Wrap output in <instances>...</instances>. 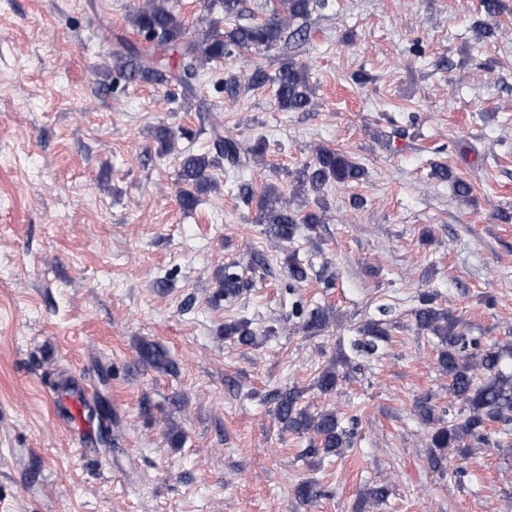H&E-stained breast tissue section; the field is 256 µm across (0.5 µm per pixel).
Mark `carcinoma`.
I'll return each mask as SVG.
<instances>
[{"label":"carcinoma","mask_w":512,"mask_h":512,"mask_svg":"<svg viewBox=\"0 0 512 512\" xmlns=\"http://www.w3.org/2000/svg\"><path fill=\"white\" fill-rule=\"evenodd\" d=\"M322 0H271L265 5V18H250L239 22L243 0H223L224 20L222 27L215 21L203 38L188 36L187 27L177 14L168 7V0H144L131 17L143 42L139 45L124 38H116L118 48L113 55V69L120 77L129 81H142L157 85L177 82L185 92L194 91V80L198 72L212 61H220L235 53L252 50H271L283 42L301 40L307 36L303 28L290 29L293 22L305 19L313 9V2ZM178 59L170 65L169 52ZM267 84L275 86V96L283 111L306 110L313 94L305 66L291 58L284 60L275 75L262 68L254 69L241 80L235 74L224 77L222 89L225 96L235 101L243 88H260ZM215 154H197L185 150L180 155L178 180L179 201L183 209L193 210L201 195L210 191L215 183L210 170L225 162L233 169H244L250 163L263 158L267 142L258 137L246 146L231 135H223L220 127L214 129ZM435 177L453 179L455 194L463 199L470 197L473 187L468 181L452 177L448 168L435 166ZM365 168L339 150L320 146L314 157L297 171L295 193L306 190L319 193L330 184L339 187L362 182ZM238 197L246 205H255L256 223L259 233L272 249L292 244L302 230L316 231L324 223V209L301 212L293 207L289 199L275 185L261 187L255 191L250 183L238 185ZM284 264L288 269V288H295L307 281L311 264L300 259L296 250H286ZM216 298L233 303L254 287L253 278L247 276L235 263L224 265L218 278ZM379 318L367 322L360 330L361 336L352 343V350L365 357H375L390 341L387 325L393 315V307L380 305ZM417 333L428 334L437 340V364L448 375V393L464 405L457 418L443 419L438 406L428 395L414 402L418 418L430 426L428 463L433 470H445L448 460L457 456L469 458L473 448H501L512 434V371L508 361L512 360V342H500L483 336H470L463 319L436 303L430 293H421L418 304L412 310ZM290 318L298 319V327L307 334L318 333L329 327L333 320L330 307H310L300 301L291 306ZM224 336L239 345L253 346L257 343V329L245 317L224 323ZM142 361L152 368L171 371L174 365L167 353L157 345H146L142 349ZM345 378L334 361L319 376L316 388L320 394L336 393ZM304 391L292 385L278 389L270 395L274 403V415L282 429L306 438L300 453L304 459L340 456L351 448L354 429L341 425L335 409L316 412L301 405ZM297 499L308 503L320 496L318 483L311 479L294 486ZM390 495L389 487L376 484L360 493V508L370 509L383 505Z\"/></svg>","instance_id":"obj_1"}]
</instances>
